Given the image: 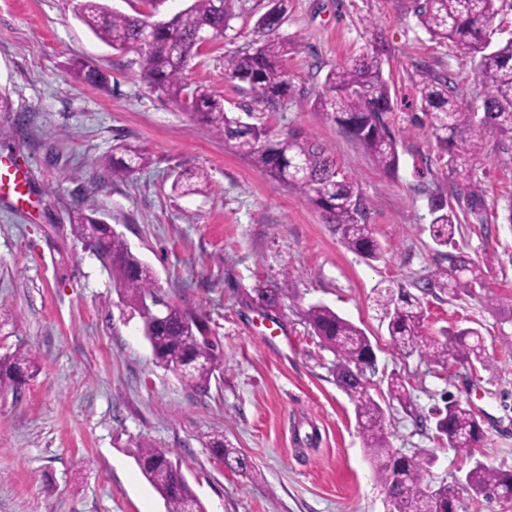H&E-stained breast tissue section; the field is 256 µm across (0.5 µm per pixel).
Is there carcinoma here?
Returning <instances> with one entry per match:
<instances>
[{
    "label": "carcinoma",
    "instance_id": "cac0c4a2",
    "mask_svg": "<svg viewBox=\"0 0 512 512\" xmlns=\"http://www.w3.org/2000/svg\"><path fill=\"white\" fill-rule=\"evenodd\" d=\"M233 0H192L185 9L165 20L150 41L144 40L143 19L111 9L105 0H79L76 10L83 23L115 50H134L142 61L145 79L151 88L172 101L184 103L193 118L219 136L236 141L238 150L255 167L278 178L296 190L310 205L320 210L328 224L336 225L348 249L367 259L381 256V246L367 222L363 198L357 183L338 178L335 163L325 149L300 133L274 135L262 118L249 114L246 122L228 116L224 101L205 88L188 90L183 81L187 63L201 49L200 36L206 32L218 38L232 19ZM503 8V0H421L415 15L420 26L439 42H451L470 59L483 86L482 111L459 104L451 76L422 72L418 83L419 110L428 117L429 131L439 148L448 154V171L459 186L456 207L443 202L433 206L429 225L434 243L447 247V265L440 266L420 281V291L437 298H458V280L484 288L485 270L493 257L478 263L456 247L457 210L479 215L481 185L476 164L484 154V139L490 133L500 136L501 149L512 152V38L493 41V23ZM287 13V0H268V9L258 27L269 38L244 54L224 56V75L248 86L254 96L275 102L294 92V85L283 67L288 53L298 47L273 37ZM83 82L103 86L108 75L96 66L81 63L73 68ZM307 94L314 107L334 115L336 124L369 152L376 166L393 173L399 165L397 143L386 122L393 111L391 87L383 76L382 46L373 36L372 50L354 63L327 74L323 88ZM105 174L122 178L146 158L119 146L112 156L101 160ZM95 211L79 210L71 231L109 268L122 299L138 311L142 332L155 361L174 371L189 389L204 393L218 369L214 343L204 326L192 316L175 310L155 313L147 299H155V276L124 239L102 226ZM250 301L266 311L278 306L279 291L256 288ZM376 305L387 321V331L395 349L404 355L418 354L437 364L452 360L461 365L488 363L484 339L479 329H450L438 339L422 337L424 314L418 299L403 288H379ZM306 320L323 348L336 355L333 377L336 386L356 407L364 448L372 459L378 481L383 485L394 512H458L462 508L456 481L433 487L426 481L431 458L421 453L408 456L392 448L384 426V411L371 394L366 370L373 368L374 348L368 336L331 308L314 305ZM36 365L30 350L16 349L0 357V380L14 382ZM387 392L391 399L411 412L410 393L402 380L390 376ZM437 423L444 426V443L455 453L472 457L473 444L481 441L482 430L470 406L450 400L440 411ZM215 455L225 463L238 460L240 451L217 437L210 443ZM136 460L149 483L165 500L167 512H205L184 477L181 467L166 452L151 446L139 449ZM462 482L468 491L488 501H512V470L489 467L477 460Z\"/></svg>",
    "mask_w": 512,
    "mask_h": 512
}]
</instances>
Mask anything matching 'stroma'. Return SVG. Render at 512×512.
Returning a JSON list of instances; mask_svg holds the SVG:
<instances>
[{
  "mask_svg": "<svg viewBox=\"0 0 512 512\" xmlns=\"http://www.w3.org/2000/svg\"><path fill=\"white\" fill-rule=\"evenodd\" d=\"M277 35L298 45L284 66L294 86L361 56L374 23L386 49L384 76L395 101L387 121L399 167L389 174L349 139L331 114L295 94L256 102L227 80L224 56L262 40L268 0H236L223 36L201 48L184 77L220 96L229 115L251 112L274 133L301 132L331 153L340 176L355 179L384 254L368 261L349 250L288 184L257 169L234 141L214 134L182 106L153 91L135 51H116L79 20L74 0H0V160L22 168L24 200L0 189V356L24 346L40 370L22 386L0 382V512H166L136 464L139 445L177 461L206 512H389L363 448L355 407L336 387L305 319L324 304L360 327L377 356L371 378L393 448L434 459L437 485L463 476L472 460L512 469V155L486 136L484 223L460 215L459 248L473 260L493 255L485 305L469 293L448 300L419 295L425 335L476 327L489 363L470 370L404 356L392 346L375 291L418 282L443 258L428 226L433 199L453 202L447 158L418 110L420 68L454 78L463 105L483 91L469 59L432 42L415 0H289ZM92 61L106 88L75 78ZM117 144L144 152L147 166L123 179L100 164ZM205 170L207 191L177 193L174 179ZM92 208L153 268L155 294L201 322L220 368L207 392L182 385L157 364L138 312L120 299L110 272L70 232L76 209ZM281 293L278 310L247 303L256 288ZM399 375L414 402L389 399ZM476 411L484 433L473 458L434 437L448 399ZM224 437L252 468L225 469L210 448Z\"/></svg>",
  "mask_w": 512,
  "mask_h": 512,
  "instance_id": "stroma-1",
  "label": "stroma"
}]
</instances>
